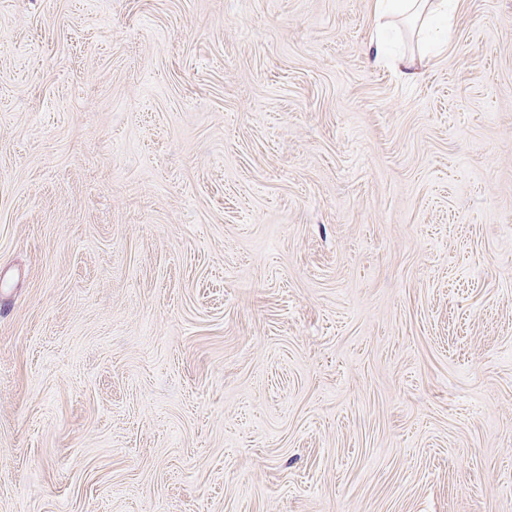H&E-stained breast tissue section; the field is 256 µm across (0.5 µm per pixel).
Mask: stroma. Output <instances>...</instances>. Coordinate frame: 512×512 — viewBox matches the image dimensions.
<instances>
[{
    "label": "stroma",
    "mask_w": 512,
    "mask_h": 512,
    "mask_svg": "<svg viewBox=\"0 0 512 512\" xmlns=\"http://www.w3.org/2000/svg\"><path fill=\"white\" fill-rule=\"evenodd\" d=\"M0 0V512H512V0ZM380 27H386L393 17L406 19L419 27L426 24L434 15L441 13L445 0H376Z\"/></svg>",
    "instance_id": "1"
}]
</instances>
